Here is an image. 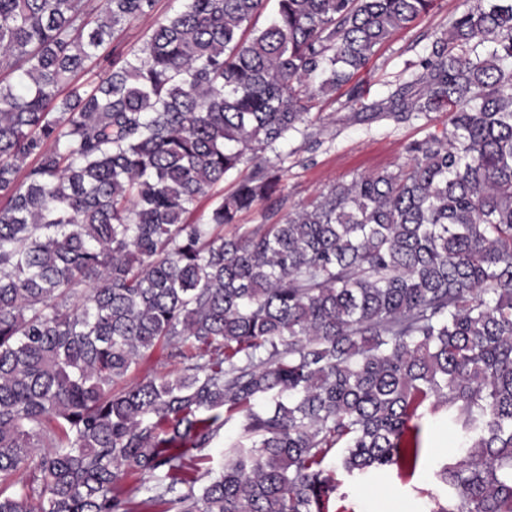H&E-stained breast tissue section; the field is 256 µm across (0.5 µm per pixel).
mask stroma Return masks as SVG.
Returning <instances> with one entry per match:
<instances>
[{
    "label": "stroma",
    "mask_w": 512,
    "mask_h": 512,
    "mask_svg": "<svg viewBox=\"0 0 512 512\" xmlns=\"http://www.w3.org/2000/svg\"><path fill=\"white\" fill-rule=\"evenodd\" d=\"M474 3L436 0L429 14L396 33L358 76L365 101L385 96L402 78L407 62L418 60L436 34L447 27L449 17ZM341 102L338 94L319 99L310 115L314 141L296 135L265 151V159L281 169L279 215L311 205L336 183L395 169L406 162L408 144L448 123L444 112L397 122L341 110ZM418 415L424 457L413 476L398 475L393 468L351 476L339 468L336 454L328 455L327 468L337 484L328 512H425L431 497H446L447 490L435 472L459 453L462 438L449 427L446 414H431L424 406Z\"/></svg>",
    "instance_id": "stroma-1"
}]
</instances>
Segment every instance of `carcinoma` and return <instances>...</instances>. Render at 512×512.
<instances>
[{
    "instance_id": "cac0c4a2",
    "label": "carcinoma",
    "mask_w": 512,
    "mask_h": 512,
    "mask_svg": "<svg viewBox=\"0 0 512 512\" xmlns=\"http://www.w3.org/2000/svg\"><path fill=\"white\" fill-rule=\"evenodd\" d=\"M266 2L0 0V512H326L334 449L416 469L427 401L463 439L428 512H512V0L450 17L370 103L353 79L435 0H276L257 29ZM342 88L448 126L240 225L280 192L262 154ZM157 347L177 376L116 388ZM236 414L248 443L181 490ZM149 27L148 21L133 20L127 23L114 45H118L117 52L123 54L138 50L143 46Z\"/></svg>"
}]
</instances>
